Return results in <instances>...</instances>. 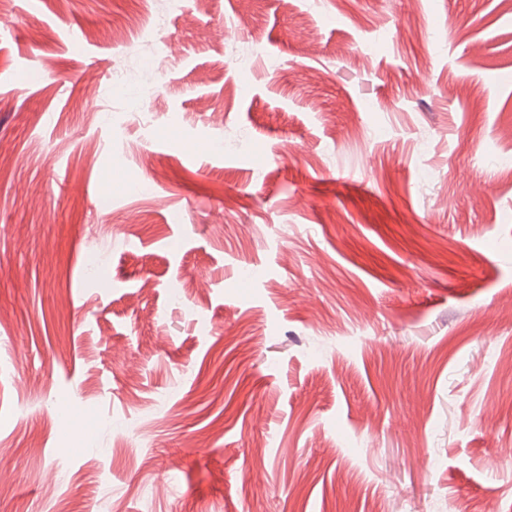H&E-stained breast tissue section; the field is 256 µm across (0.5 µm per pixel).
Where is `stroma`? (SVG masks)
Segmentation results:
<instances>
[{"mask_svg":"<svg viewBox=\"0 0 512 512\" xmlns=\"http://www.w3.org/2000/svg\"><path fill=\"white\" fill-rule=\"evenodd\" d=\"M0 17V512H512V0Z\"/></svg>","mask_w":512,"mask_h":512,"instance_id":"35a3bbf8","label":"stroma"}]
</instances>
